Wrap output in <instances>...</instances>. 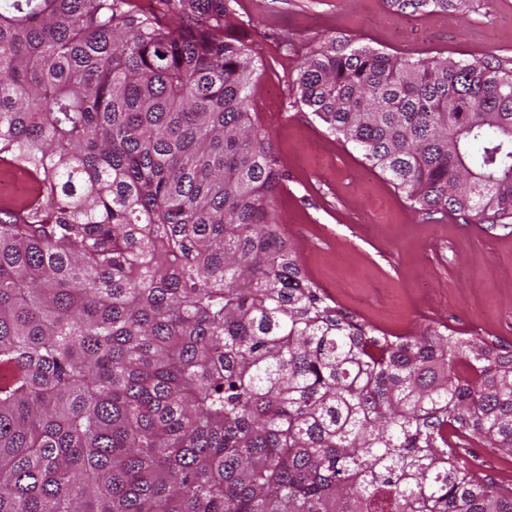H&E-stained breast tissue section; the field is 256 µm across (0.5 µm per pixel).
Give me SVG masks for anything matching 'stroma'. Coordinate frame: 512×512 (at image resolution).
<instances>
[{"label": "stroma", "instance_id": "obj_1", "mask_svg": "<svg viewBox=\"0 0 512 512\" xmlns=\"http://www.w3.org/2000/svg\"><path fill=\"white\" fill-rule=\"evenodd\" d=\"M263 66L253 103L288 170L276 208L310 277L340 307L386 333L443 324L512 347V230L471 216L427 219L404 194L328 133L292 80L325 37L400 59H485L512 68V0H453L445 12L394 0H231Z\"/></svg>", "mask_w": 512, "mask_h": 512}]
</instances>
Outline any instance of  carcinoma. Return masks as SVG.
I'll list each match as a JSON object with an SVG mask.
<instances>
[{
  "instance_id": "carcinoma-1",
  "label": "carcinoma",
  "mask_w": 512,
  "mask_h": 512,
  "mask_svg": "<svg viewBox=\"0 0 512 512\" xmlns=\"http://www.w3.org/2000/svg\"><path fill=\"white\" fill-rule=\"evenodd\" d=\"M230 0H0V512H512V351L388 335L279 234ZM451 0H395L446 11ZM293 87L425 215L512 220V70L331 36ZM467 439L454 442L452 450L448 456V464L458 468V470L467 469L479 465L477 460L467 457L461 452V448L466 449L469 453L474 452L477 455H485L491 458V463L487 466L480 467V472L486 477L488 482L497 486L509 485L512 487V456H504L493 448H488L482 441L475 442L478 448H467ZM505 474H510V480L504 478Z\"/></svg>"
}]
</instances>
